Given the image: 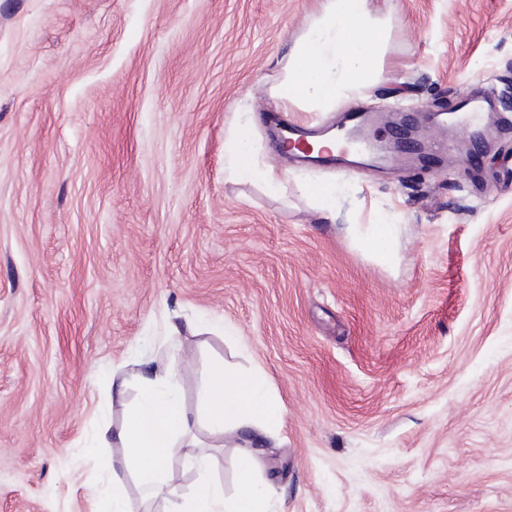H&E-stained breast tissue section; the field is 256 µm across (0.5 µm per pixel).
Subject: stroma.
I'll list each match as a JSON object with an SVG mask.
<instances>
[{"mask_svg": "<svg viewBox=\"0 0 512 512\" xmlns=\"http://www.w3.org/2000/svg\"><path fill=\"white\" fill-rule=\"evenodd\" d=\"M376 2L385 77L323 116L374 115L367 178L262 124L315 119L270 89L321 0H0V512H106L114 481L177 512L200 452L229 496L255 459L270 512H512V137L413 172L396 136L472 86L512 116V0ZM243 115L284 194L226 178ZM393 221L391 266L348 231ZM215 358L265 376L281 426H194L174 495L144 498L117 437L135 377L173 367L193 408ZM302 191L310 199L332 211L338 187L335 182L321 181L304 184Z\"/></svg>", "mask_w": 512, "mask_h": 512, "instance_id": "stroma-1", "label": "stroma"}]
</instances>
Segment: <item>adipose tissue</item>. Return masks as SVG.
Returning <instances> with one entry per match:
<instances>
[{
    "mask_svg": "<svg viewBox=\"0 0 512 512\" xmlns=\"http://www.w3.org/2000/svg\"><path fill=\"white\" fill-rule=\"evenodd\" d=\"M389 20L373 0H322L295 40L271 95L300 112H329L385 76ZM253 127L248 120L234 121L227 130L224 172L229 180L261 185L276 194L282 179L254 154ZM139 399L118 439L126 451L137 481L148 498L168 497L170 460L189 429L190 410L182 396V379L172 369L139 375ZM204 427L222 440L244 425L269 430L282 421L279 402L261 374L233 372L223 361H213L202 392ZM200 490L184 499L181 512H268V499L256 480L250 455L238 460L239 490L226 497L222 482L211 475V459L194 458Z\"/></svg>",
    "mask_w": 512,
    "mask_h": 512,
    "instance_id": "1",
    "label": "adipose tissue"
}]
</instances>
